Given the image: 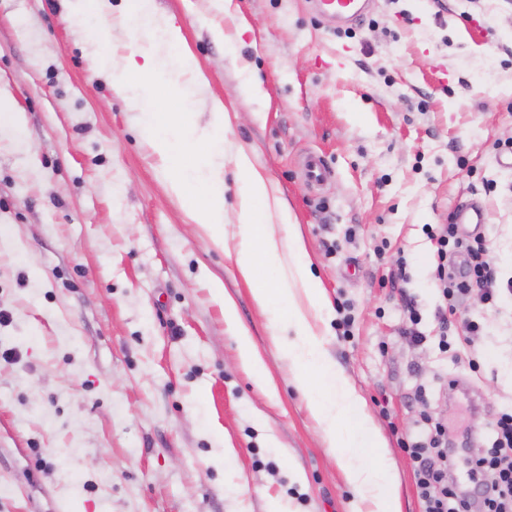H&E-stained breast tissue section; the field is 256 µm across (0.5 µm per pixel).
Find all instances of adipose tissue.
<instances>
[{"label":"adipose tissue","instance_id":"obj_1","mask_svg":"<svg viewBox=\"0 0 512 512\" xmlns=\"http://www.w3.org/2000/svg\"><path fill=\"white\" fill-rule=\"evenodd\" d=\"M151 0H127V16L151 30H162L172 52L179 58L182 74L200 79L193 57L183 47L181 30L171 20H159L150 8ZM234 163L241 182L237 200L238 243L235 263L245 277L258 269L277 271L273 287L255 290L261 307L279 302L286 311L280 329L284 347L297 384L308 392V408L328 440V446L342 467L346 481L368 503V512H396L398 486L388 463L366 467L360 459L366 449L384 448L365 402L346 374L326 355L322 335L326 293L313 274L299 236L279 240L273 223L288 224L287 207L271 193L270 183L257 172L245 152H237ZM353 420V427L341 430L337 424Z\"/></svg>","mask_w":512,"mask_h":512}]
</instances>
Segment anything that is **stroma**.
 <instances>
[{
    "mask_svg": "<svg viewBox=\"0 0 512 512\" xmlns=\"http://www.w3.org/2000/svg\"><path fill=\"white\" fill-rule=\"evenodd\" d=\"M109 14L76 26L62 0H0V512H356L359 503L275 336L278 309L239 274L237 149L289 206L332 308L324 348L366 402L421 512L400 440L422 412L484 435L512 407V301L459 304L479 371L413 344L441 299L431 228L486 213L512 275V0H371L320 24L314 0H153L206 81L182 82L198 127L224 128L226 246L193 224L138 114L94 65L163 35ZM330 175L310 187L304 159ZM237 322L224 319V302ZM245 329L265 363L238 354ZM481 404L463 416L464 398Z\"/></svg>",
    "mask_w": 512,
    "mask_h": 512,
    "instance_id": "stroma-1",
    "label": "stroma"
}]
</instances>
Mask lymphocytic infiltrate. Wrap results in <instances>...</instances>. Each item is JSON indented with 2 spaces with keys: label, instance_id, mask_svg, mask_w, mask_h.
<instances>
[{
  "label": "lymphocytic infiltrate",
  "instance_id": "1",
  "mask_svg": "<svg viewBox=\"0 0 512 512\" xmlns=\"http://www.w3.org/2000/svg\"><path fill=\"white\" fill-rule=\"evenodd\" d=\"M437 244L436 278L443 299L436 310L440 322L457 302L474 297L488 303L512 294V277L498 279L488 259L484 239L459 236L456 224H442L432 232ZM419 438L402 441L416 478L422 512H469L480 503L483 512H512V409L499 414L485 440L486 450L466 458L468 490H461L452 477L460 450L472 442V434L459 438L430 415H422Z\"/></svg>",
  "mask_w": 512,
  "mask_h": 512
}]
</instances>
